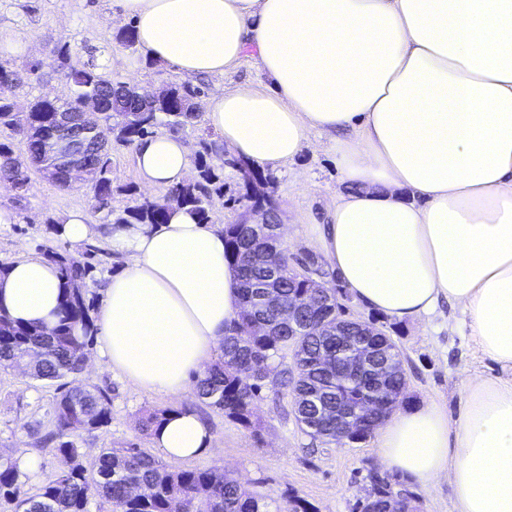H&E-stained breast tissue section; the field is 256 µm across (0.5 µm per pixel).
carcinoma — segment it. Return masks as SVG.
Listing matches in <instances>:
<instances>
[{"label":"carcinoma","instance_id":"obj_1","mask_svg":"<svg viewBox=\"0 0 512 512\" xmlns=\"http://www.w3.org/2000/svg\"><path fill=\"white\" fill-rule=\"evenodd\" d=\"M54 68L63 72L72 88L64 101L77 109L92 96L100 104L101 139L122 145L156 134L165 127L179 132L193 124L198 113L186 112L189 100L201 95V88L189 83L171 84L159 99L145 104L127 82H114L93 63L75 69L71 47L58 43L52 50ZM58 102L39 97L21 105L0 97V129L21 136L28 125L25 154L27 160L54 176V183L69 187L63 166L43 149L44 141L55 129L54 113ZM195 158L196 174L185 183L169 189L165 203L142 196L122 211L109 210L110 224H159L172 207L185 208L199 222L209 223L214 198L224 196V157L212 139L202 138ZM89 159L102 173L91 188L99 209L112 200L111 153L93 139L87 145ZM241 171L242 180L234 202L257 211L266 223L277 218V205L268 192L271 173L245 160L230 161ZM0 178H12L26 190L29 177L23 171L12 141L0 140ZM226 251L240 276L241 314L225 330L222 356L205 373L195 377L199 398L222 411L224 417L247 429H256L252 410L266 387L272 363L293 352L292 364L281 372L280 385L292 396V414L299 428L312 440L336 444L358 442L369 437L382 420L402 402L406 386L404 369L372 375L362 369L365 361L380 362L393 354L396 342L385 332L363 334L358 323L340 321L339 335L326 336L316 330L326 317H340L346 310L343 301L349 291L332 273L321 269L312 257L298 261L291 257L274 264L275 246H254L256 237L247 224L224 225ZM96 248L86 251L82 261L66 252L50 250L47 258L58 264L64 280L58 321L47 332L24 326L0 314V369L15 370L31 378L57 384L58 395L52 406L55 430L44 444L65 462V468L42 485L36 493L21 492L18 461L0 457V500L13 505V512H88L93 499H104L112 512H271L265 497L248 493L239 482L218 468L173 470L155 458L148 449L135 443L120 448H103L87 459L77 439L91 436L112 422L109 390L76 382L86 361L83 348L96 336V299L83 288L92 278L90 262ZM278 270V297L283 303H304L301 294L312 283L330 304L301 313L305 326H289L278 319L263 299V286ZM328 411L310 431L302 421L312 410ZM165 409H145L139 417L141 434L149 438ZM370 499L355 505L361 512H385L391 481L372 472L369 475Z\"/></svg>","mask_w":512,"mask_h":512}]
</instances>
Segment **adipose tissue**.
I'll return each mask as SVG.
<instances>
[{"label":"adipose tissue","instance_id":"ef3b65f1","mask_svg":"<svg viewBox=\"0 0 512 512\" xmlns=\"http://www.w3.org/2000/svg\"><path fill=\"white\" fill-rule=\"evenodd\" d=\"M147 59L190 77L251 55L268 85L215 94L207 120L233 157L294 158L335 136L343 192L324 256L350 294L395 320L459 308L479 353L512 370V0H117ZM145 190L183 183L191 148L163 133L135 144ZM62 238H100L120 258L97 320L98 360L147 394L177 397L221 351L240 313L224 227L187 210L163 224L61 220ZM58 267L21 255L0 276V307L49 328ZM391 472L448 478L459 512H512V379L471 382L456 420L433 403L376 431ZM151 442L171 461L211 453L190 412L167 413Z\"/></svg>","mask_w":512,"mask_h":512}]
</instances>
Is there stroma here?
<instances>
[{
    "instance_id": "35a3bbf8",
    "label": "stroma",
    "mask_w": 512,
    "mask_h": 512,
    "mask_svg": "<svg viewBox=\"0 0 512 512\" xmlns=\"http://www.w3.org/2000/svg\"><path fill=\"white\" fill-rule=\"evenodd\" d=\"M115 0H0V29L19 36L30 46L22 58L10 64L20 73L19 85L5 94L27 103L45 94L58 99L70 95L64 76L50 65L51 50L58 42L69 43L72 62H94L116 81H125L139 90H153L184 83L175 66L146 65L142 52L131 51L115 41V33L125 27ZM248 83L261 88L265 77L251 58H242L224 76L200 77L202 90L198 117L193 127L183 131L190 145L210 135L204 114L209 99L219 90ZM112 203L120 211L132 205L127 187L138 186L134 149L112 147ZM274 181L269 190L278 206V221L287 233L290 254L322 257L320 229L336 194L343 190L336 154L328 136L313 137L292 161L272 166ZM0 206L13 214L8 224L0 223V263H9L19 250L44 253L50 249L84 254V247H72L55 234L50 219H61L72 210L83 211L88 221L103 223L88 185L58 188L38 174H31L25 195L6 189ZM388 333L398 344L406 371L405 406L433 402L456 418L465 386L477 379L512 378V371L484 358L476 350L463 315L441 304L431 315L405 321L386 320ZM83 384L107 388L112 397V423L105 430L85 438L80 446L87 455L103 448L130 443L150 447L143 438L137 418L143 409L190 408L205 422L213 435L212 454L183 461L186 469L221 468L236 478L250 493L266 496L271 506L288 507L289 495L304 500L311 512H353L358 498L370 487L368 475L383 471L375 438L346 445L312 442L290 415L291 397L286 389H263L254 407L256 430H248L228 420L223 412L187 391L180 398L146 394L104 365L88 366L80 376ZM56 397L53 385L36 381L14 371L0 370V453L15 459L31 458L34 468L23 470L22 491L33 493L58 473L62 461L49 449L38 445L37 427H51V406ZM413 492V512H458V504L447 478L422 486L405 481Z\"/></svg>"
}]
</instances>
